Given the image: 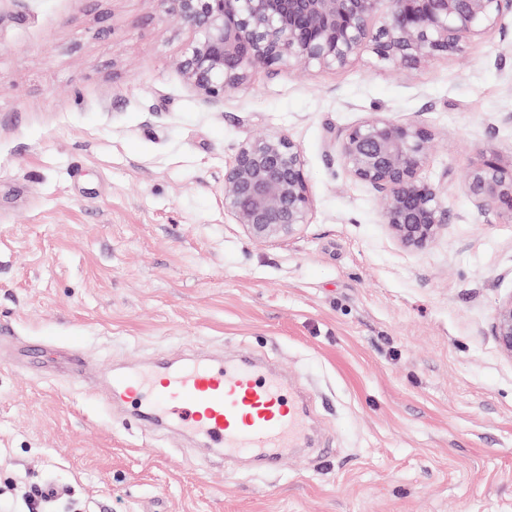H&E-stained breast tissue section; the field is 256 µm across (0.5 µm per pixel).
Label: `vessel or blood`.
I'll return each mask as SVG.
<instances>
[{
    "label": "vessel or blood",
    "instance_id": "obj_1",
    "mask_svg": "<svg viewBox=\"0 0 512 512\" xmlns=\"http://www.w3.org/2000/svg\"><path fill=\"white\" fill-rule=\"evenodd\" d=\"M106 390L135 402L145 424L178 425L203 437L222 458L252 453L271 467L303 436L302 402L281 379L250 362L206 360L174 368L161 361L133 377H110Z\"/></svg>",
    "mask_w": 512,
    "mask_h": 512
}]
</instances>
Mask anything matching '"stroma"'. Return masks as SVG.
<instances>
[{"instance_id":"1","label":"stroma","mask_w":512,"mask_h":512,"mask_svg":"<svg viewBox=\"0 0 512 512\" xmlns=\"http://www.w3.org/2000/svg\"><path fill=\"white\" fill-rule=\"evenodd\" d=\"M192 34L155 0H0V494L61 487L45 512H512V359L492 335L512 294V222L462 183L512 163V15L465 58L401 72L252 74L211 105L175 67ZM380 112L434 135L425 176L455 219L403 247L351 179L340 131ZM281 132L313 199L297 235L248 239L224 212L242 141ZM99 378L249 353L312 399L274 470L142 428L48 368Z\"/></svg>"}]
</instances>
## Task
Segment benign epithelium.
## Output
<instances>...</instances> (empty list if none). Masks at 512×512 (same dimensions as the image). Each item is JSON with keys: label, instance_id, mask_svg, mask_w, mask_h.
Segmentation results:
<instances>
[{"label": "benign epithelium", "instance_id": "1", "mask_svg": "<svg viewBox=\"0 0 512 512\" xmlns=\"http://www.w3.org/2000/svg\"><path fill=\"white\" fill-rule=\"evenodd\" d=\"M194 39L175 65L209 103L258 71L341 69L367 51L395 70L440 56H462L501 29L512 0H154ZM422 121L374 114L342 131L347 174L376 193L382 223L406 248L431 245L454 214L440 185L423 177L433 147ZM481 214L512 221V165L487 154L465 177ZM312 208L300 147L271 132L241 142L224 168V212L257 243L290 238ZM492 333L512 359V294L494 313Z\"/></svg>", "mask_w": 512, "mask_h": 512}]
</instances>
